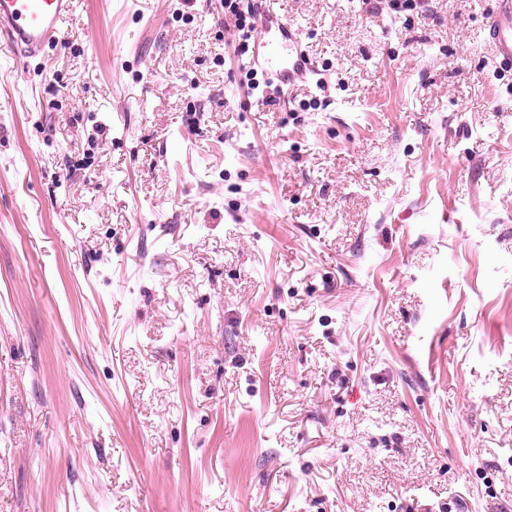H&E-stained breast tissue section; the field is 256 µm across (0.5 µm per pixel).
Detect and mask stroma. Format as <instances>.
<instances>
[{"label":"stroma","instance_id":"stroma-1","mask_svg":"<svg viewBox=\"0 0 512 512\" xmlns=\"http://www.w3.org/2000/svg\"><path fill=\"white\" fill-rule=\"evenodd\" d=\"M224 0L0 37V512H512V71L492 0ZM227 13L235 19V28L239 32L240 42L238 49L235 48L241 54H245L249 50V43L252 38V32L255 31L256 24V11L254 8H247V11H242L240 8V1L237 0H225L224 1V15ZM263 4L260 35L253 55L244 58L240 65L260 70L267 79H275L282 86L304 80L308 75L320 85L324 80L321 71L306 53L298 30L280 12L277 0H263ZM483 37L492 45L495 59L512 67V1L495 0L486 23Z\"/></svg>","mask_w":512,"mask_h":512}]
</instances>
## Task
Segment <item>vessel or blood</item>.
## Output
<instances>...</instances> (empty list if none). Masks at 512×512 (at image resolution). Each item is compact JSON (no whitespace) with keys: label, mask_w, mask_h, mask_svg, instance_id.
I'll return each mask as SVG.
<instances>
[{"label":"vessel or blood","mask_w":512,"mask_h":512,"mask_svg":"<svg viewBox=\"0 0 512 512\" xmlns=\"http://www.w3.org/2000/svg\"><path fill=\"white\" fill-rule=\"evenodd\" d=\"M76 3L77 0H0V32L25 56L40 55L58 43ZM483 37L492 45L496 60L512 66V0H494ZM241 65L261 71L283 86L321 76L304 49L300 33L281 13L277 0H263L254 52Z\"/></svg>","instance_id":"vessel-or-blood-1"}]
</instances>
